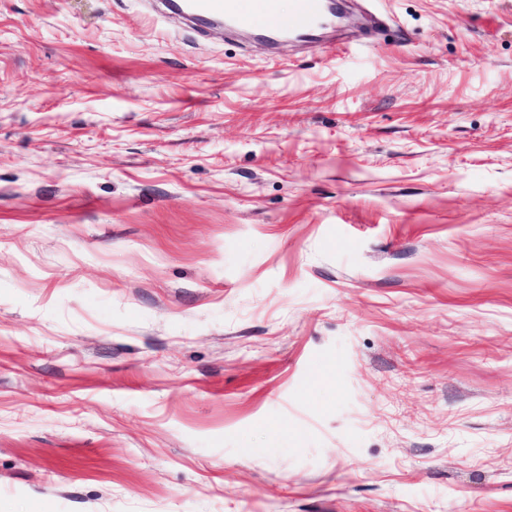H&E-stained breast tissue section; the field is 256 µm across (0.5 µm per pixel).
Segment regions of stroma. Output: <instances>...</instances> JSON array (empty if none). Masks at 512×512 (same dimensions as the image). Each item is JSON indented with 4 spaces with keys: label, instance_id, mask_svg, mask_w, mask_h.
Masks as SVG:
<instances>
[{
    "label": "stroma",
    "instance_id": "stroma-1",
    "mask_svg": "<svg viewBox=\"0 0 512 512\" xmlns=\"http://www.w3.org/2000/svg\"><path fill=\"white\" fill-rule=\"evenodd\" d=\"M350 2L0 0V512H512V0ZM171 8L194 21L224 19L226 25L276 39L285 32L313 39L333 22L335 0H296L291 21L282 17L276 0H175ZM260 17V22L255 18Z\"/></svg>",
    "mask_w": 512,
    "mask_h": 512
}]
</instances>
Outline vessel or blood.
<instances>
[{
    "mask_svg": "<svg viewBox=\"0 0 512 512\" xmlns=\"http://www.w3.org/2000/svg\"><path fill=\"white\" fill-rule=\"evenodd\" d=\"M174 10L196 21L224 20L238 30L274 39L284 33L307 38L331 25L336 15V0H296L291 18H283L277 0H173Z\"/></svg>",
    "mask_w": 512,
    "mask_h": 512,
    "instance_id": "1",
    "label": "vessel or blood"
}]
</instances>
